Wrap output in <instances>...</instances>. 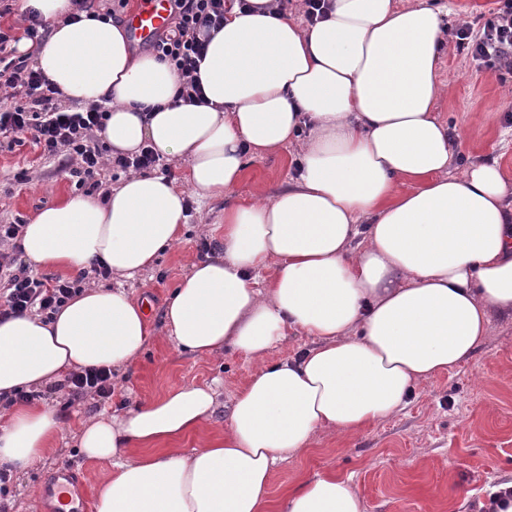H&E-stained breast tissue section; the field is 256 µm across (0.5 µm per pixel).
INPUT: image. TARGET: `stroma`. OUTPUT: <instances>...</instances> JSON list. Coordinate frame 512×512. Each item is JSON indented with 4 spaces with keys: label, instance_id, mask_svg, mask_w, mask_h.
Returning a JSON list of instances; mask_svg holds the SVG:
<instances>
[{
    "label": "stroma",
    "instance_id": "obj_1",
    "mask_svg": "<svg viewBox=\"0 0 512 512\" xmlns=\"http://www.w3.org/2000/svg\"><path fill=\"white\" fill-rule=\"evenodd\" d=\"M416 2L448 10L443 19L448 48L439 68L445 93L435 112L462 135L452 172L494 160L512 183V78L498 79L478 66L454 40L464 24L481 32L495 0ZM302 153L297 141L252 160L232 192L202 203L186 179L185 164L169 160V178L189 204L188 225L180 243L125 284L133 300L149 301L154 339L109 401L90 396L73 401L68 389H43L42 401L57 409L65 438L48 458L12 478L5 498L9 512L43 505L45 480L60 469L80 475L87 496H95L96 478L108 464L83 457L74 436L81 421L96 413L118 411L175 387L218 381L223 391L213 428L226 427L232 395L253 365L229 351L206 360L179 352L168 338L166 302L192 262L221 254L226 204L274 197L287 186ZM76 191L74 178L58 161L41 159L28 145L0 146V224L31 221L42 208ZM490 325L492 334L473 360L418 386L400 412L349 437L320 434L308 449L281 463L272 477L270 512H277L289 486L328 473L351 477L365 512H478L487 485L512 479V317L492 314Z\"/></svg>",
    "mask_w": 512,
    "mask_h": 512
}]
</instances>
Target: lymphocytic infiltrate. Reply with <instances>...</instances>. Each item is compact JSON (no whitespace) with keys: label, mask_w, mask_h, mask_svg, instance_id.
<instances>
[{"label":"lymphocytic infiltrate","mask_w":512,"mask_h":512,"mask_svg":"<svg viewBox=\"0 0 512 512\" xmlns=\"http://www.w3.org/2000/svg\"><path fill=\"white\" fill-rule=\"evenodd\" d=\"M498 2L481 34H473L467 26L458 28L457 45L473 60L512 70V0ZM234 4L235 0H169L172 22L149 50L158 60L173 66L184 102L203 103L198 64L212 31L223 26ZM11 40V35L0 31V87L15 90L21 100L13 107L0 109V140L12 144L31 141L41 157L58 160L76 178L78 186L92 191L102 189L105 167L140 170L158 166L160 155L148 147L135 155L104 160L99 146L108 118L104 107L63 104L58 87L36 70L30 55L9 56ZM19 232V225L0 224V273L5 276L0 284V311L7 315L56 313L76 295L81 282L38 278L29 265L4 252V245L16 240Z\"/></svg>","instance_id":"1"}]
</instances>
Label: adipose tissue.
Instances as JSON below:
<instances>
[{
    "label": "adipose tissue",
    "instance_id": "ef3b65f1",
    "mask_svg": "<svg viewBox=\"0 0 512 512\" xmlns=\"http://www.w3.org/2000/svg\"><path fill=\"white\" fill-rule=\"evenodd\" d=\"M212 32L198 77L205 104L178 101L169 64L133 55L124 26L64 23L70 0H22L53 24L35 62L71 101L108 108L113 154L150 147L187 165L199 199L224 196L247 158L310 138L295 176L268 201L224 208L221 257L194 263L165 320L199 358L241 353L255 369L227 429L210 386L171 389L83 422L76 446L110 461L94 512H268L278 463L319 432L358 433L400 409L416 385L471 360L489 315H512V188L497 163L449 172L454 143L434 114L444 47L440 13L394 0H333L303 27L274 0H248ZM186 198L164 175L124 180L104 201L63 196L25 225L34 265L104 264L119 285L87 288L52 320L0 319V464L27 472L63 433L19 391L74 370L133 367L151 340L145 306L123 286L178 241ZM364 237L366 247L351 243ZM272 276L264 287L253 277ZM313 347L274 364L290 331ZM197 437L195 448L179 443ZM280 512H363L350 478L289 487Z\"/></svg>",
    "mask_w": 512,
    "mask_h": 512
}]
</instances>
